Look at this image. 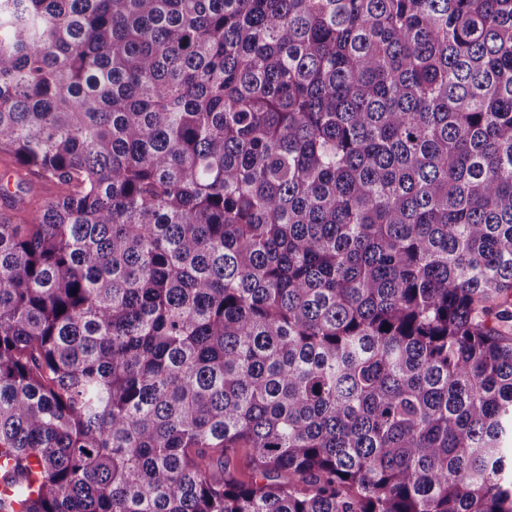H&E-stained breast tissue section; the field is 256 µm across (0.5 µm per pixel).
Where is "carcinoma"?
<instances>
[{"mask_svg":"<svg viewBox=\"0 0 512 512\" xmlns=\"http://www.w3.org/2000/svg\"><path fill=\"white\" fill-rule=\"evenodd\" d=\"M0 158L23 512H512V0H0Z\"/></svg>","mask_w":512,"mask_h":512,"instance_id":"carcinoma-1","label":"carcinoma"}]
</instances>
